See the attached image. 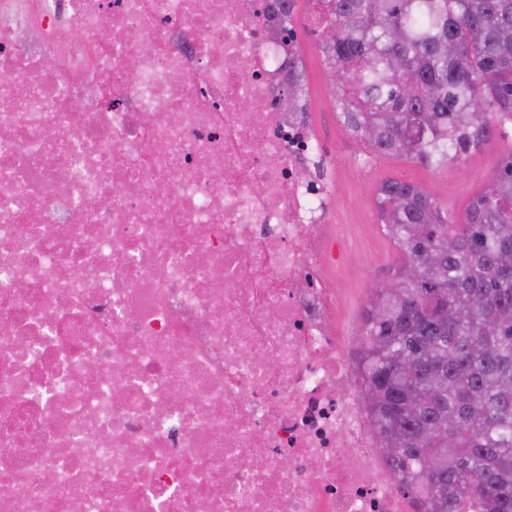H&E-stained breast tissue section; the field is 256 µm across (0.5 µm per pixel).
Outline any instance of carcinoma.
Listing matches in <instances>:
<instances>
[{"label":"carcinoma","instance_id":"obj_1","mask_svg":"<svg viewBox=\"0 0 512 512\" xmlns=\"http://www.w3.org/2000/svg\"><path fill=\"white\" fill-rule=\"evenodd\" d=\"M321 4L343 124L372 129L373 152L438 169L512 124V0ZM286 94H305L304 74ZM376 208L403 256L361 318L377 447L420 512H512V157L459 220L407 182L382 183Z\"/></svg>","mask_w":512,"mask_h":512}]
</instances>
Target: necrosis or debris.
<instances>
[{
    "mask_svg": "<svg viewBox=\"0 0 512 512\" xmlns=\"http://www.w3.org/2000/svg\"><path fill=\"white\" fill-rule=\"evenodd\" d=\"M303 66L269 0H0V512H415L280 109Z\"/></svg>",
    "mask_w": 512,
    "mask_h": 512,
    "instance_id": "necrosis-or-debris-1",
    "label": "necrosis or debris"
}]
</instances>
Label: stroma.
<instances>
[{
	"instance_id": "obj_1",
	"label": "stroma",
	"mask_w": 512,
	"mask_h": 512,
	"mask_svg": "<svg viewBox=\"0 0 512 512\" xmlns=\"http://www.w3.org/2000/svg\"><path fill=\"white\" fill-rule=\"evenodd\" d=\"M294 24L308 58L309 124L322 145L319 172L326 189L325 221L349 227L347 245L336 248L345 308L343 328L352 341L360 339V318L371 289L390 282L402 256L378 221L375 193L387 180L417 184L428 190L455 216H462L486 187L502 162L512 156V124L498 127L481 151L431 170L400 156L368 157L364 144L343 127L333 99L334 73L318 47L319 30L310 26L304 8Z\"/></svg>"
}]
</instances>
